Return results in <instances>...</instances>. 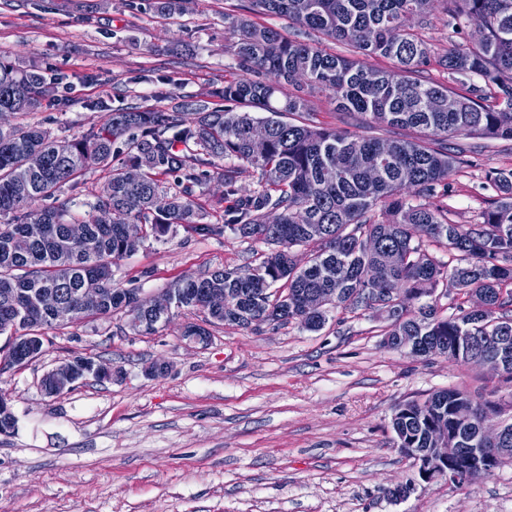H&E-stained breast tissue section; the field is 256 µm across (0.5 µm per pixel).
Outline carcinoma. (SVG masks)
Wrapping results in <instances>:
<instances>
[{"label":"carcinoma","mask_w":512,"mask_h":512,"mask_svg":"<svg viewBox=\"0 0 512 512\" xmlns=\"http://www.w3.org/2000/svg\"><path fill=\"white\" fill-rule=\"evenodd\" d=\"M187 3L151 0L150 6L174 16L186 13ZM440 4L481 30L476 46L457 44L438 56L443 69L482 82L475 96L457 97L452 110L453 92L421 79L431 45L406 26L408 17H427ZM251 11L285 16L289 29L224 11L236 37L229 50L244 75L224 82L222 106L207 98L167 108L121 105L100 126L63 141L39 125L0 126V335L17 337L20 347L18 358L6 353L0 374L42 353L43 329L55 326L38 307L44 292L73 306L77 323L121 313L131 330L155 333L152 315L132 307L136 289L123 287L116 272L144 241H160L181 226L203 235L229 230L274 249L247 271L174 281L179 310L201 307L213 322L246 328L295 320L310 331L333 313L371 310L389 321L388 347L402 337L456 364L497 357L512 381V170L491 173L501 197L474 224L448 221V207L432 202L463 164L448 139H512V0H252ZM315 34L345 44L349 54L322 51ZM365 58L391 66L371 67ZM248 72L270 80L254 81ZM58 81L55 73L0 58V113L39 108ZM285 83L330 93L366 129L411 128L420 137L350 134L309 118L294 123L290 117L305 114L307 101L284 93ZM217 159L230 160L219 172L223 199L231 200L221 225L203 223L196 197ZM130 167L141 169L139 181L127 178ZM244 168L258 174V187L246 196L237 185ZM92 169L107 174L93 199L61 198L63 188L76 191ZM429 242L442 246L448 261L431 256ZM296 247L309 248L303 266ZM375 265L389 271L379 294L366 278ZM447 280L464 296L483 292L489 309L475 312L461 301L442 314L437 291ZM278 283L288 289L283 300L270 293ZM82 288L103 293L89 299ZM215 288L227 299L218 310L207 300ZM313 293L323 295V310L299 316L302 297ZM461 408L472 411L468 426L456 420ZM511 409L512 403L459 389L438 391L399 406L391 427L405 455L436 448L437 438L448 436V462L469 473L470 486L498 470L461 449H512ZM492 414L502 418L504 435L468 443Z\"/></svg>","instance_id":"obj_1"}]
</instances>
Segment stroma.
<instances>
[{"label": "stroma", "instance_id": "obj_1", "mask_svg": "<svg viewBox=\"0 0 512 512\" xmlns=\"http://www.w3.org/2000/svg\"><path fill=\"white\" fill-rule=\"evenodd\" d=\"M249 0H192L165 20L149 0L0 2V57L63 74L55 100L0 124H40L69 138L102 124L118 103L162 107L214 93L237 76L225 53L224 10ZM409 27L441 53L477 44V25L436 11ZM316 124L361 133L357 115L333 97L306 95ZM463 161L443 202L471 224L499 197L492 169H512V140L451 139ZM269 245L227 232L173 228L146 240L117 277L155 296L178 279L254 268ZM205 326L206 343L183 337ZM386 320L369 311L331 316L319 331L297 322L242 328L210 323L200 310L174 312L151 335L117 314L48 330L38 360L0 375L17 423L0 435V512H512V466L486 483L453 489L438 481L408 498L388 491L417 468L394 441L395 409L452 388L512 396V382L472 364L415 356L384 343ZM91 356L112 377L49 396L44 373ZM166 363L164 376L148 372Z\"/></svg>", "mask_w": 512, "mask_h": 512}]
</instances>
